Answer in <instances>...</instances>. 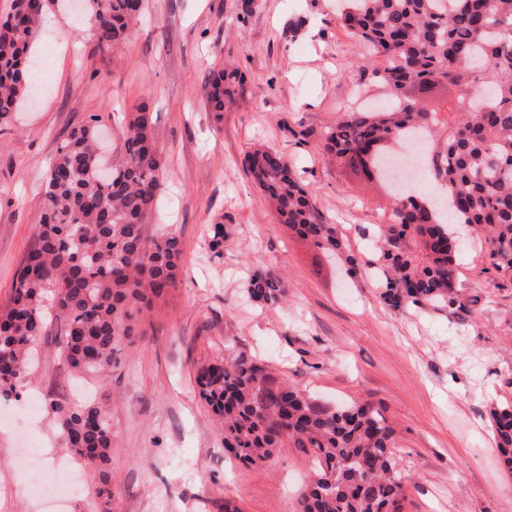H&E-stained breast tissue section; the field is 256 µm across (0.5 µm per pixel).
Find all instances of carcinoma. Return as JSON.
<instances>
[{"mask_svg":"<svg viewBox=\"0 0 512 512\" xmlns=\"http://www.w3.org/2000/svg\"><path fill=\"white\" fill-rule=\"evenodd\" d=\"M53 0H12L0 17V126L13 121L36 93L30 42ZM94 31L108 48L128 41L143 0H88ZM337 23L365 58V82L390 97L381 109L347 110L322 136L324 152L355 176L368 178L361 147L377 143V181L393 197L381 225L380 266L391 306L464 307L457 267L456 226L485 241L491 256L512 265V0H340ZM459 101L448 138L433 150L426 181L448 205L437 207L417 189L396 198L382 159L411 129L440 124L448 92ZM249 95L243 74L225 63L202 87L216 117ZM98 120L74 128L57 149L43 191L37 243L17 269L8 305L0 310V396L16 394L28 375L32 348L48 321L62 322L59 354L75 374L112 368L136 334L135 311L176 286L181 243L171 231L151 233L165 159L152 117L128 113L126 160L105 171ZM246 167L272 204L276 219L333 254L336 227L317 210L310 186L271 147L250 151ZM250 300L277 306L287 282L257 271ZM200 396L218 417L224 447L249 464L272 460L283 441L313 452L319 469L298 498V512H402V480L392 456L394 429L372 403L329 407L286 385L265 366L229 355L196 369ZM69 450L96 465L112 454V425L96 404L54 405ZM496 448L512 471V406L492 412Z\"/></svg>","mask_w":512,"mask_h":512,"instance_id":"carcinoma-1","label":"carcinoma"}]
</instances>
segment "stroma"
Returning a JSON list of instances; mask_svg holds the SVG:
<instances>
[{
  "instance_id": "35a3bbf8",
  "label": "stroma",
  "mask_w": 512,
  "mask_h": 512,
  "mask_svg": "<svg viewBox=\"0 0 512 512\" xmlns=\"http://www.w3.org/2000/svg\"><path fill=\"white\" fill-rule=\"evenodd\" d=\"M144 0L130 40L100 47L90 23L60 7L31 42L44 74L37 104L22 106L0 133V307L36 240L44 180L72 128L100 117L104 156L121 164L125 115L145 107L165 157L152 229L176 232L183 263L176 288L138 317V333L112 370L75 378L58 357L55 330L16 399L0 400V512H43L29 489L65 463L83 475L69 512H296L316 470L311 453L285 444L244 466L199 395L200 361L242 355L328 406L371 400L395 428L393 455L403 512H512V473L500 462L489 411L512 403V268L491 265L486 245L464 236L459 282L468 305L389 306L369 268L377 225L391 199L379 185L338 169L320 135L357 101L361 50L336 21V0ZM233 61L250 96L222 119L201 88ZM272 145L310 184L358 274L277 223L244 159ZM223 222L221 252L210 227ZM287 281L277 307L248 300L249 273ZM89 390L112 423L108 465L65 447L51 410ZM35 397L39 470L21 469L28 444L6 413Z\"/></svg>"
}]
</instances>
